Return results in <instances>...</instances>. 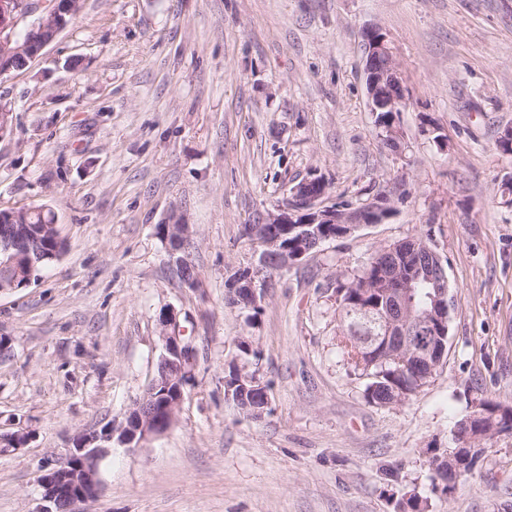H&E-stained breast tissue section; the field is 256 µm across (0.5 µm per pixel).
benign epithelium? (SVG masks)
<instances>
[{"mask_svg": "<svg viewBox=\"0 0 512 512\" xmlns=\"http://www.w3.org/2000/svg\"><path fill=\"white\" fill-rule=\"evenodd\" d=\"M47 10L30 27L29 33L18 38L16 26L20 19L33 12L32 0H0V69L12 70L10 59L23 55L27 61L38 57L52 42L40 36L48 25L53 35L65 28V18L78 11L80 0H52ZM364 72L366 91L372 113L387 110L393 114L405 106V95L398 77L395 60L386 38L376 26L364 30ZM327 183L316 173L304 179L289 192L285 204L262 217L260 224L248 231L256 247L258 264L248 269L246 287L238 289L244 303L259 307L262 290L266 287L264 272L287 268L301 261L323 242L351 234L368 224L364 215L385 211L379 202L367 203L357 210L324 204ZM24 254L17 243H0V269L14 270ZM373 287L392 297L394 305L385 327L386 338L392 340L397 355L396 364L403 363L402 351L407 345L405 331L414 312L415 280L395 265L378 271ZM431 305L422 315L433 336L448 334L452 301L449 286H436L430 295ZM162 353L157 371L142 396L129 408L120 425L110 424L99 430L79 435L74 448L66 456L47 467L40 477L43 501L40 512H84L80 505L95 500L99 493L98 462L111 448H140L153 437L166 432L176 419L184 400L186 387L193 377L195 350L177 325L176 315L165 312L160 318ZM488 410L485 402L473 406L467 417L456 427L454 447L448 449V466L463 468L470 464L476 447L485 439ZM31 439L27 432L0 434V451L15 450Z\"/></svg>", "mask_w": 512, "mask_h": 512, "instance_id": "obj_1", "label": "benign epithelium"}]
</instances>
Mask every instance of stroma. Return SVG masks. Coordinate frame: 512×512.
I'll use <instances>...</instances> for the list:
<instances>
[{
  "mask_svg": "<svg viewBox=\"0 0 512 512\" xmlns=\"http://www.w3.org/2000/svg\"><path fill=\"white\" fill-rule=\"evenodd\" d=\"M385 35L406 94L401 147L369 110L363 31ZM0 208L50 209L66 250L0 293V512H39L43 465L122 422L174 312L197 361L177 418L99 461L88 512H512V434L450 494L430 461L484 399L512 407V0H82L40 58L0 78ZM327 203L386 199L381 223L273 273L258 314L227 304L245 225L310 172ZM186 224L196 287L157 225ZM429 235L453 306L448 353L401 403L369 401L336 347V288L381 247ZM249 341L244 355L240 341ZM269 411L224 396L230 362Z\"/></svg>",
  "mask_w": 512,
  "mask_h": 512,
  "instance_id": "obj_1",
  "label": "stroma"
}]
</instances>
